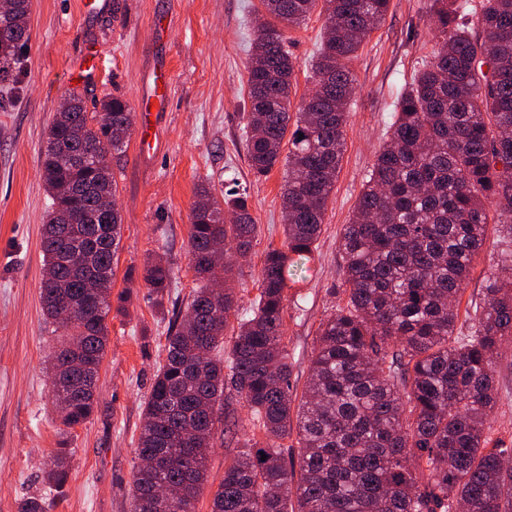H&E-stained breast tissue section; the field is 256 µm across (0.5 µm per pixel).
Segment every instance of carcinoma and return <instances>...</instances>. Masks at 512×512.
Segmentation results:
<instances>
[{
  "label": "carcinoma",
  "mask_w": 512,
  "mask_h": 512,
  "mask_svg": "<svg viewBox=\"0 0 512 512\" xmlns=\"http://www.w3.org/2000/svg\"><path fill=\"white\" fill-rule=\"evenodd\" d=\"M323 2L324 34L312 93L291 120L294 65L281 26ZM0 70L28 39L30 0H5ZM440 40L404 88L386 145L365 178L340 246L345 300L321 323L305 400L292 412L285 344L289 255L311 253L342 161L355 79L346 65L390 0H262L248 67L244 149L261 179L284 163V240L269 246L257 295L238 315L224 252L250 254L257 235L246 190L224 201L199 184L190 263L200 287L166 336L165 359L144 405L131 512H195L221 407L245 401L263 441L245 442L224 465L210 512H512V448L485 429L496 400V367L512 339V281L488 279L467 335L457 301L487 224L512 244V0H427ZM477 19L470 27L468 16ZM46 131L42 180L51 204L43 224L45 321L63 332L48 361L59 421L72 429L96 406L108 341L122 218L108 156L122 152L134 112L105 97L87 112L82 96ZM304 138H299V134ZM288 155L282 156L283 148ZM494 210H489V207ZM143 281L158 298L170 269L152 258ZM237 327L229 345L224 331ZM296 430L299 458L280 441ZM266 460H261V455ZM72 451L50 456L47 478L65 485ZM43 494L20 512H50Z\"/></svg>",
  "instance_id": "cac0c4a2"
}]
</instances>
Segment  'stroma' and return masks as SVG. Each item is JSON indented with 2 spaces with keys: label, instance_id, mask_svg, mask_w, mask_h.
<instances>
[{
  "label": "stroma",
  "instance_id": "35a3bbf8",
  "mask_svg": "<svg viewBox=\"0 0 512 512\" xmlns=\"http://www.w3.org/2000/svg\"><path fill=\"white\" fill-rule=\"evenodd\" d=\"M101 10L78 0H31L28 41L0 78V512H18L26 494L47 492L51 512H129L130 481L143 406L165 352L177 311L197 286L189 263L196 189L208 180L216 197L232 183L249 194L258 226L251 253L235 270L240 308L257 293L269 246L283 241L282 167L255 180L243 148L252 21L260 0H106ZM323 10L286 30L294 58L291 101L308 94L311 66L323 37ZM435 26L420 0H390L384 20L349 67L356 78L345 128L341 169L320 238L304 269L288 278L285 312L290 382L301 399L318 327L343 303L339 238L362 182L386 141L388 119L415 69L430 60ZM106 54L104 80L81 84L87 108L117 96L139 109L153 75L168 80L167 102L153 119L151 150L138 151L139 132L113 160L123 217L107 318L109 342L97 385V407L84 424L62 428L52 405L47 358L56 344L42 315L44 273L40 240L50 203L40 177L45 133L64 96L70 70L85 44ZM503 247L489 225L472 262L459 304L458 332L484 303L487 277ZM160 256L172 270L164 304L146 288L143 267ZM496 406L488 436L512 441V343L497 366ZM72 449L70 475L48 487L45 462L59 446Z\"/></svg>",
  "mask_w": 512,
  "mask_h": 512
}]
</instances>
